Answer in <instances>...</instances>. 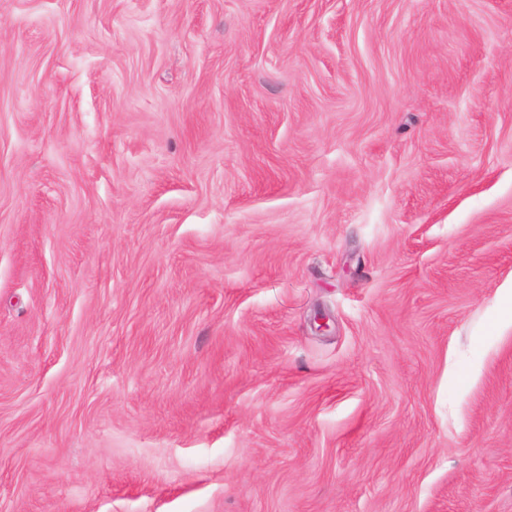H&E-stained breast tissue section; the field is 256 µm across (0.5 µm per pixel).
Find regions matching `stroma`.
Wrapping results in <instances>:
<instances>
[{"label":"stroma","mask_w":512,"mask_h":512,"mask_svg":"<svg viewBox=\"0 0 512 512\" xmlns=\"http://www.w3.org/2000/svg\"><path fill=\"white\" fill-rule=\"evenodd\" d=\"M512 0H0V512H512ZM496 307L498 310V324L512 327V279L500 287Z\"/></svg>","instance_id":"35a3bbf8"}]
</instances>
